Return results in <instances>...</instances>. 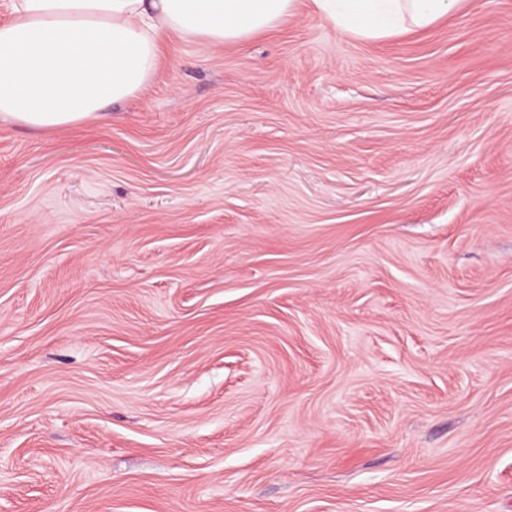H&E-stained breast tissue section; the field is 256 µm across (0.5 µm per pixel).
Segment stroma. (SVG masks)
Segmentation results:
<instances>
[{
  "label": "stroma",
  "instance_id": "obj_1",
  "mask_svg": "<svg viewBox=\"0 0 512 512\" xmlns=\"http://www.w3.org/2000/svg\"><path fill=\"white\" fill-rule=\"evenodd\" d=\"M0 512H512V0L0 123Z\"/></svg>",
  "mask_w": 512,
  "mask_h": 512
}]
</instances>
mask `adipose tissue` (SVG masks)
<instances>
[{"label": "adipose tissue", "mask_w": 512, "mask_h": 512, "mask_svg": "<svg viewBox=\"0 0 512 512\" xmlns=\"http://www.w3.org/2000/svg\"><path fill=\"white\" fill-rule=\"evenodd\" d=\"M298 0H9L0 22V121L50 131L104 118L153 81L171 35L224 46L295 15ZM345 36L427 29L468 0H314Z\"/></svg>", "instance_id": "1"}]
</instances>
